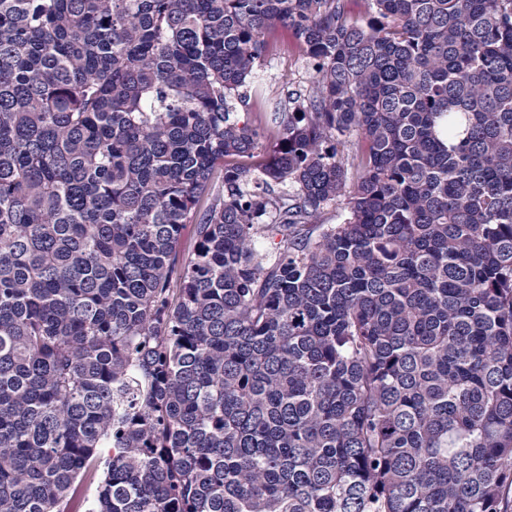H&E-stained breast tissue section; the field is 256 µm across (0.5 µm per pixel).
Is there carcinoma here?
<instances>
[{
  "instance_id": "carcinoma-1",
  "label": "carcinoma",
  "mask_w": 512,
  "mask_h": 512,
  "mask_svg": "<svg viewBox=\"0 0 512 512\" xmlns=\"http://www.w3.org/2000/svg\"><path fill=\"white\" fill-rule=\"evenodd\" d=\"M349 2L0 0V512H504L512 0ZM270 50L255 72V81L262 85L273 102V107L284 89L306 94L313 82V72L303 57L297 40L290 30L278 28L268 34Z\"/></svg>"
}]
</instances>
